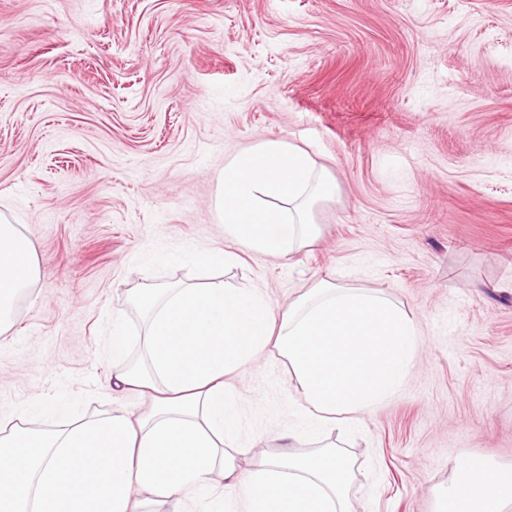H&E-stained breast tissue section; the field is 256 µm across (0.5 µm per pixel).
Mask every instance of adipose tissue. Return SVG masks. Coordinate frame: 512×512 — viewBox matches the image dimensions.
<instances>
[{
    "label": "adipose tissue",
    "instance_id": "obj_1",
    "mask_svg": "<svg viewBox=\"0 0 512 512\" xmlns=\"http://www.w3.org/2000/svg\"><path fill=\"white\" fill-rule=\"evenodd\" d=\"M336 183L308 153L268 140L232 156L221 176L217 210L226 233L253 250L287 258L307 246L313 206L334 197ZM32 241L0 223V331L18 295L35 278ZM145 361L126 363V338L112 336L113 377L149 395L137 419L115 412L46 432L44 409L0 436V512H136L132 489L170 512H356L348 494L352 463L339 446L265 456L243 468L217 437L236 421L228 381L275 347L298 381L312 438L354 420L403 384L420 343L413 319L391 300L321 279L274 310L257 288H147ZM223 471L225 492L210 484ZM512 469L483 458L457 461L436 512H506Z\"/></svg>",
    "mask_w": 512,
    "mask_h": 512
}]
</instances>
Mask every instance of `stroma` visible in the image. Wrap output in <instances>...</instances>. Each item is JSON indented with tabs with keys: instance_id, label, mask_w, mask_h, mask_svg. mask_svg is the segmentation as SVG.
I'll use <instances>...</instances> for the list:
<instances>
[{
	"instance_id": "obj_1",
	"label": "stroma",
	"mask_w": 512,
	"mask_h": 512,
	"mask_svg": "<svg viewBox=\"0 0 512 512\" xmlns=\"http://www.w3.org/2000/svg\"><path fill=\"white\" fill-rule=\"evenodd\" d=\"M274 139L337 184L292 260L228 236L218 179ZM0 216L38 276L0 334V431L33 403L143 412L139 288L302 278L389 298L422 345L332 442L359 512H435L463 455L512 467V0H0ZM230 251L231 266L210 255ZM248 466L310 420L285 358L231 381Z\"/></svg>"
}]
</instances>
